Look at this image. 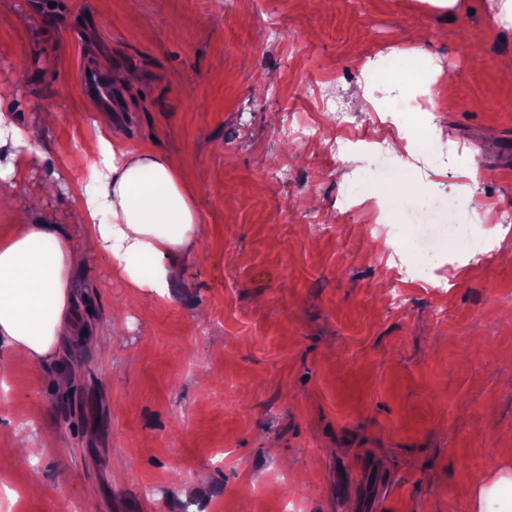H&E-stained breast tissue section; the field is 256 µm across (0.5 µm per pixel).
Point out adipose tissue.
Instances as JSON below:
<instances>
[{
    "instance_id": "obj_1",
    "label": "adipose tissue",
    "mask_w": 512,
    "mask_h": 512,
    "mask_svg": "<svg viewBox=\"0 0 512 512\" xmlns=\"http://www.w3.org/2000/svg\"><path fill=\"white\" fill-rule=\"evenodd\" d=\"M36 140L34 130L18 127L13 111L0 106V149L12 150L9 161L0 162L1 197L20 180ZM82 153L103 173L92 189L79 175L69 178L83 246L59 225L43 222L17 224L0 235V349L35 366L51 360L64 341L91 338L76 312L81 250L108 256L128 287L162 301L169 296L172 260L203 232L191 193L168 157L97 133Z\"/></svg>"
}]
</instances>
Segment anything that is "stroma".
I'll use <instances>...</instances> for the list:
<instances>
[{"instance_id":"35a3bbf8","label":"stroma","mask_w":512,"mask_h":512,"mask_svg":"<svg viewBox=\"0 0 512 512\" xmlns=\"http://www.w3.org/2000/svg\"><path fill=\"white\" fill-rule=\"evenodd\" d=\"M0 0V103L40 126L0 233L18 215L70 223L71 171L95 182L84 139L101 131L167 156L205 237L174 269L170 296L132 300L109 259L78 273L92 344L67 342L33 367L0 356V512H57L56 490L86 512H477L482 485L512 472V240L496 256L490 222L512 212V22L503 0ZM380 49L450 64L439 118L469 146L455 167L402 178L380 213L351 208L378 170L329 158L302 127L319 91L363 138L384 135L395 77L358 70ZM107 68L124 113L83 95L79 70ZM58 173L59 189L41 187ZM466 179L486 223L448 254L446 292L411 266L391 298L389 261L366 225L400 224L401 197ZM69 373L67 387L57 385ZM49 454L3 453L21 421Z\"/></svg>"}]
</instances>
